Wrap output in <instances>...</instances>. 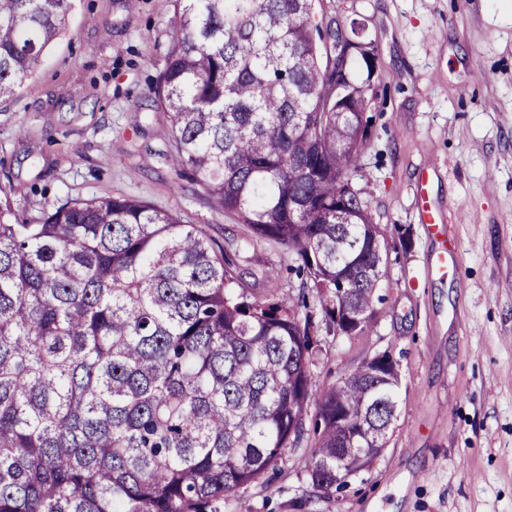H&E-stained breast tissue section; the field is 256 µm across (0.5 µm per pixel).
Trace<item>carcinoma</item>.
Returning a JSON list of instances; mask_svg holds the SVG:
<instances>
[{"label": "carcinoma", "instance_id": "cac0c4a2", "mask_svg": "<svg viewBox=\"0 0 512 512\" xmlns=\"http://www.w3.org/2000/svg\"><path fill=\"white\" fill-rule=\"evenodd\" d=\"M315 0H179L156 92L176 163L308 290L261 301L195 224L125 196L29 222L0 200V512H224L320 424L313 487L370 466L398 416V368L317 392L310 319L363 315L384 230L347 189L367 86ZM73 0H0V99L65 31Z\"/></svg>", "mask_w": 512, "mask_h": 512}]
</instances>
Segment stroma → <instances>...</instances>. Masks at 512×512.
<instances>
[{"mask_svg":"<svg viewBox=\"0 0 512 512\" xmlns=\"http://www.w3.org/2000/svg\"><path fill=\"white\" fill-rule=\"evenodd\" d=\"M176 0H77L66 33L0 101V197L29 221L70 198L127 195L199 226L258 297L298 295L293 255L243 228L178 167L156 86ZM376 47L352 183L389 247L371 325L329 331L308 308L318 390L387 351L398 419L341 491L309 476L313 434L224 512H512V0H316L315 19ZM446 222L418 218L419 180ZM448 253V272L432 270Z\"/></svg>","mask_w":512,"mask_h":512,"instance_id":"stroma-1","label":"stroma"}]
</instances>
